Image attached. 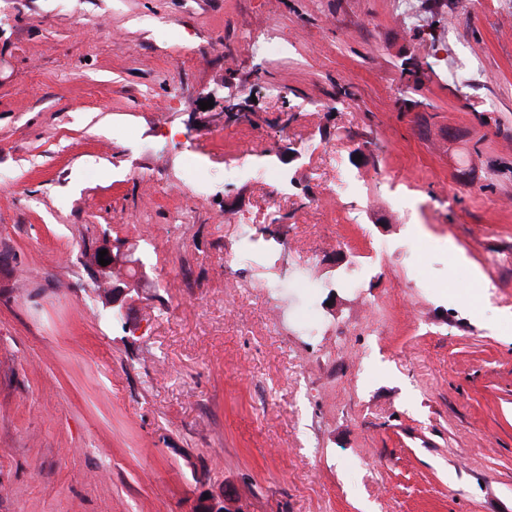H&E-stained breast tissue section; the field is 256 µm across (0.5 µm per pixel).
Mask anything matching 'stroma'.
Masks as SVG:
<instances>
[{
	"label": "stroma",
	"mask_w": 512,
	"mask_h": 512,
	"mask_svg": "<svg viewBox=\"0 0 512 512\" xmlns=\"http://www.w3.org/2000/svg\"><path fill=\"white\" fill-rule=\"evenodd\" d=\"M411 2L0 0V512H512V0ZM123 248L124 244L112 243V245H110L107 242H103L96 249L97 255L99 254V251L107 249V255L104 259L108 260L109 258H112V261L106 266H101L98 263L97 258L95 265L98 277L110 282L109 288L104 292L106 308L116 310L121 314L123 319L129 321L131 319V312L130 308L127 306V301L128 296L135 290L134 288H131L130 278L136 277L137 279H144L147 277V271L146 265L142 260L135 262L133 259L128 258V255L125 253ZM120 265H130L134 270L133 276L112 280V269ZM209 497L198 498L192 512H238L231 507V499L224 496V491L218 493H208Z\"/></svg>",
	"instance_id": "35a3bbf8"
}]
</instances>
